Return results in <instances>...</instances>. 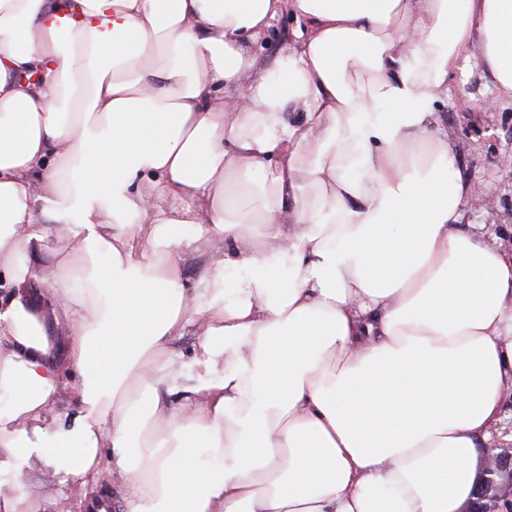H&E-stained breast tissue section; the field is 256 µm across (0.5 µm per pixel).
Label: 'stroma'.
Wrapping results in <instances>:
<instances>
[{
	"mask_svg": "<svg viewBox=\"0 0 512 512\" xmlns=\"http://www.w3.org/2000/svg\"><path fill=\"white\" fill-rule=\"evenodd\" d=\"M436 110L442 127L459 143V168L484 188L470 206L466 223L490 231L512 226V169L500 163L512 154V101L495 99L491 82L476 69L452 82L449 96L440 97ZM46 475L37 464L28 480L39 512H81L70 486L58 482L46 488Z\"/></svg>",
	"mask_w": 512,
	"mask_h": 512,
	"instance_id": "obj_1",
	"label": "stroma"
}]
</instances>
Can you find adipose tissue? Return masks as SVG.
Returning a JSON list of instances; mask_svg holds the SVG:
<instances>
[{
	"label": "adipose tissue",
	"mask_w": 512,
	"mask_h": 512,
	"mask_svg": "<svg viewBox=\"0 0 512 512\" xmlns=\"http://www.w3.org/2000/svg\"><path fill=\"white\" fill-rule=\"evenodd\" d=\"M476 69L512 99V0H0V512L36 462L86 512H468L512 426V255L434 110ZM297 22L288 14H284L275 20L273 30L278 32L271 38H263L260 40L257 48H262V63L264 68L270 67L274 60L287 48L289 49L293 44V37L291 31L296 27Z\"/></svg>",
	"instance_id": "adipose-tissue-1"
}]
</instances>
